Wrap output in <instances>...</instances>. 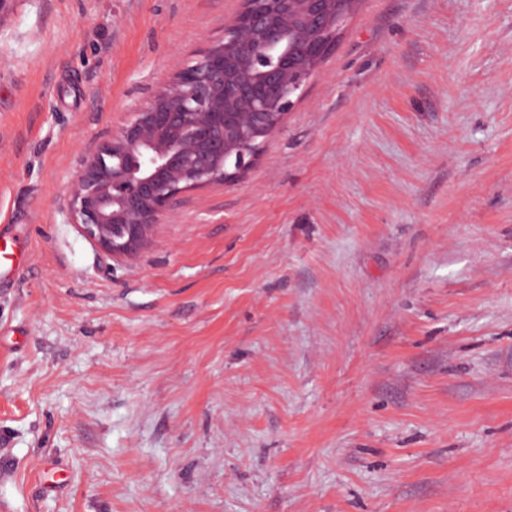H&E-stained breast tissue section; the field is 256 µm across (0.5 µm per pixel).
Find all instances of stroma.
Wrapping results in <instances>:
<instances>
[{"mask_svg":"<svg viewBox=\"0 0 512 512\" xmlns=\"http://www.w3.org/2000/svg\"><path fill=\"white\" fill-rule=\"evenodd\" d=\"M242 5L0 14V512H512V0H359L241 178L70 222Z\"/></svg>","mask_w":512,"mask_h":512,"instance_id":"stroma-1","label":"stroma"}]
</instances>
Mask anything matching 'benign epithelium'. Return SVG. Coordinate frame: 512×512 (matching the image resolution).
I'll list each match as a JSON object with an SVG mask.
<instances>
[{
    "instance_id": "benign-epithelium-1",
    "label": "benign epithelium",
    "mask_w": 512,
    "mask_h": 512,
    "mask_svg": "<svg viewBox=\"0 0 512 512\" xmlns=\"http://www.w3.org/2000/svg\"><path fill=\"white\" fill-rule=\"evenodd\" d=\"M224 36L180 68L86 160L67 212L100 250L134 256L171 201L236 181L283 123L344 25L336 0H244Z\"/></svg>"
}]
</instances>
